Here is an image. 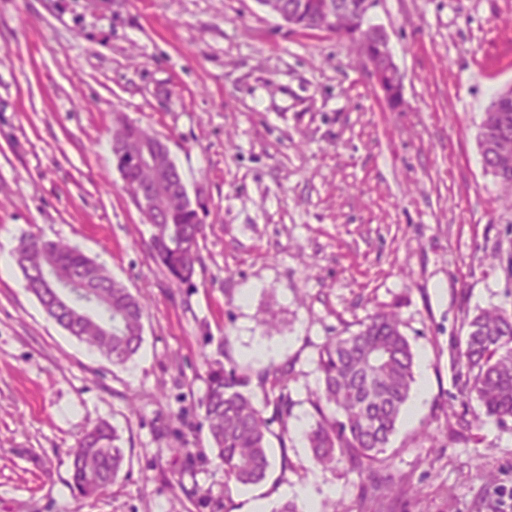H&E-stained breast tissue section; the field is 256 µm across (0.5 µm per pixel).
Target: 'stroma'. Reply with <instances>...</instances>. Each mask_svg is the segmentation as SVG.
<instances>
[{"label": "stroma", "instance_id": "35a3bbf8", "mask_svg": "<svg viewBox=\"0 0 512 512\" xmlns=\"http://www.w3.org/2000/svg\"><path fill=\"white\" fill-rule=\"evenodd\" d=\"M370 21L403 78L396 110L355 48L257 0H0V253L67 240L147 307L141 350L116 367L15 263L0 272V512H250L301 489L339 512H499L512 421L474 420L453 355L477 309L512 312V193L478 146L512 85V0H379ZM118 113L168 145L205 206L191 284L146 248L112 165ZM380 306L399 312L426 392L379 476L321 468L304 438L317 347ZM226 356L293 368L287 454L249 489L226 481L200 406L207 360ZM102 420L131 463L78 500L71 451Z\"/></svg>", "mask_w": 512, "mask_h": 512}]
</instances>
